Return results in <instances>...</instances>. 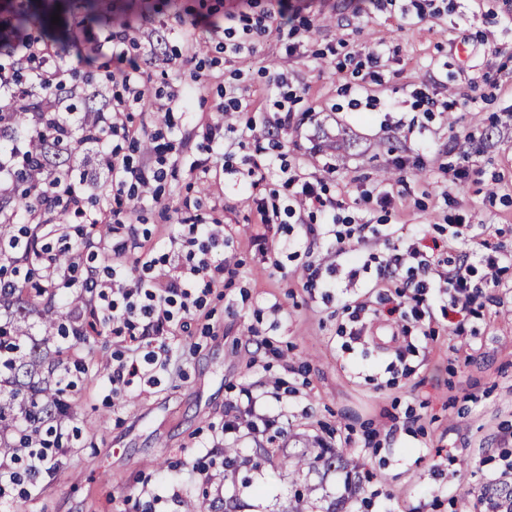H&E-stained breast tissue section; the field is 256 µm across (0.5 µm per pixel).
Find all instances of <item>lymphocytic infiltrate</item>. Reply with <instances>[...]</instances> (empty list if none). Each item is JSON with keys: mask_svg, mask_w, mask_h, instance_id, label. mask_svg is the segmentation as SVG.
<instances>
[{"mask_svg": "<svg viewBox=\"0 0 512 512\" xmlns=\"http://www.w3.org/2000/svg\"><path fill=\"white\" fill-rule=\"evenodd\" d=\"M124 32H116L112 45V70L99 94L107 107L96 113L91 125L93 143L105 158L100 171L79 179H40L36 193L27 199L20 210L11 211L10 219L27 226L29 231H42L45 250L41 258L43 282L53 296L64 295L68 289L86 292L88 303L71 304L68 313L73 329L97 326L120 339L123 349L115 353L108 365L110 395L127 391L136 380L155 383L156 375L168 371L172 352L163 337L184 326L193 311L199 310L211 288L224 274L228 264L213 263L210 254L224 244V226L217 220H207L183 205L179 222L185 231L155 242L140 251L132 265L117 262V255L129 249L119 238L128 222L120 202H130L140 208L146 202H159V182L165 180L170 167L161 147L142 155L133 162L121 153L113 141L122 138L140 144L141 138L131 131L124 119V105L132 102L141 110L162 114L166 124H173L176 112L185 111L190 94L181 90L166 96L151 94L137 60L124 47ZM57 51L50 43L35 37L16 41L11 53L10 69L0 68V128L9 127V114L14 110L19 75H27L32 85L43 93V109L57 113L62 126H70L67 102L75 94L71 68L56 64ZM294 118L291 111L280 112L274 121L257 124L249 120L245 129L256 149H268L279 160L282 174L281 192L270 198H258L263 223H273L280 216L289 218L304 215L308 221L305 235L317 241L322 225H332L334 243L327 252L325 270H311L306 278L310 288H332L338 276L355 280L356 266L373 232L368 224L340 225L339 212L344 201L328 195L325 178L336 171L334 163L322 166V177L309 179L292 174L284 162L282 130ZM107 186L113 203L93 204L88 189ZM75 216L84 225L92 243L91 249H74L70 263L60 267L55 259L57 247L69 236L67 216ZM448 243L417 231L409 243L390 247L385 259L376 267V287L382 288L383 309L358 301L350 307L349 332L352 341L362 338V328L381 317L399 316L407 326L402 333L407 342L395 351V360L406 363L408 356L426 349L425 320L431 317L430 300L440 301V311L453 326L455 336L467 334L469 317L476 311L480 289L475 275L486 282L498 283L507 261L495 248L448 258ZM257 396L245 391L237 402V415L224 425L228 434L247 432L259 434L275 426L270 416L258 413ZM56 445L36 448L27 456L25 465V497L38 493V479L62 455L71 441L64 428L55 431Z\"/></svg>", "mask_w": 512, "mask_h": 512, "instance_id": "1", "label": "lymphocytic infiltrate"}]
</instances>
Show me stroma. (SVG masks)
I'll use <instances>...</instances> for the list:
<instances>
[{
  "instance_id": "stroma-1",
  "label": "stroma",
  "mask_w": 512,
  "mask_h": 512,
  "mask_svg": "<svg viewBox=\"0 0 512 512\" xmlns=\"http://www.w3.org/2000/svg\"><path fill=\"white\" fill-rule=\"evenodd\" d=\"M257 10H285L282 30L236 34L239 53L225 51L204 24L223 20L239 0H100L101 21L86 30L105 41L128 24L142 54L148 88L167 93L201 72L191 96L192 123L177 121L162 142L176 165L162 183V202L135 212L140 243L181 234L175 209L191 202L224 221V253L235 275L209 295L199 315L170 337L176 368L120 396H109L104 361L117 345L102 335L82 349L85 365L70 397L75 404L71 449L42 475L32 498L0 499V512H185L205 499L209 512H288L295 486L310 490L307 512H491L487 485H512L504 471L503 429L512 428V268L499 285L483 287L467 340L442 319L426 355L410 357L412 373L387 372L402 344L395 327L372 326L364 342H347V301L377 304L374 272L339 280L330 292L309 290L304 266L328 244L306 247L302 225H275L267 249L257 203L240 192L239 171L257 153L243 130L225 131L233 172L191 170L203 153L206 123L218 120L225 92L275 112L286 101L296 114L283 132L287 161L306 177L324 162L330 195L346 194L345 216L371 224L372 253L384 255L385 235L398 225L444 238L459 210L473 229L455 251L482 242L512 255V0H435L432 14L403 24V0H255ZM379 48L377 78L359 83L356 67ZM426 87L447 102L422 112L413 92ZM476 151L461 160L455 141ZM468 165L467 179L451 172ZM405 178L408 190L392 212L361 201L362 191ZM263 394L279 418V436L229 437L224 420L244 389ZM330 443L361 469L325 470L315 441ZM214 456H207V447ZM301 456L300 472L282 459ZM206 458L210 480L189 468ZM161 500L150 503V493Z\"/></svg>"
}]
</instances>
